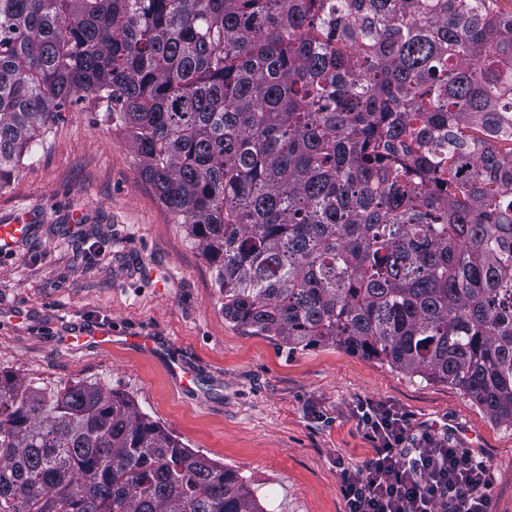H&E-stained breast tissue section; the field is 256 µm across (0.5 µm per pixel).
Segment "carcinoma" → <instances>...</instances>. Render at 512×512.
Returning a JSON list of instances; mask_svg holds the SVG:
<instances>
[{
	"mask_svg": "<svg viewBox=\"0 0 512 512\" xmlns=\"http://www.w3.org/2000/svg\"><path fill=\"white\" fill-rule=\"evenodd\" d=\"M94 97L224 317L458 387L512 425L500 0H0V191ZM0 512H264L96 384L0 372Z\"/></svg>",
	"mask_w": 512,
	"mask_h": 512,
	"instance_id": "cac0c4a2",
	"label": "carcinoma"
}]
</instances>
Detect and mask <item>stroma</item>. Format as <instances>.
<instances>
[{"instance_id":"35a3bbf8","label":"stroma","mask_w":512,"mask_h":512,"mask_svg":"<svg viewBox=\"0 0 512 512\" xmlns=\"http://www.w3.org/2000/svg\"><path fill=\"white\" fill-rule=\"evenodd\" d=\"M34 230L0 254V371L35 386L95 383L189 449L244 476L264 512H344L340 466L377 446L361 400L405 413L487 458L491 512H512V427L455 386L402 373L342 346L294 350L224 317L213 268L174 223L104 101L67 104L0 192V224ZM111 329V346L67 337ZM155 337L156 354L130 344ZM198 382L182 391L168 362Z\"/></svg>"}]
</instances>
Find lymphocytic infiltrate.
I'll return each instance as SVG.
<instances>
[{
	"mask_svg": "<svg viewBox=\"0 0 512 512\" xmlns=\"http://www.w3.org/2000/svg\"><path fill=\"white\" fill-rule=\"evenodd\" d=\"M355 413L378 446L362 464L341 467L345 512H489L486 460L431 433H414L404 416L383 405L364 401Z\"/></svg>",
	"mask_w": 512,
	"mask_h": 512,
	"instance_id": "lymphocytic-infiltrate-1",
	"label": "lymphocytic infiltrate"
}]
</instances>
